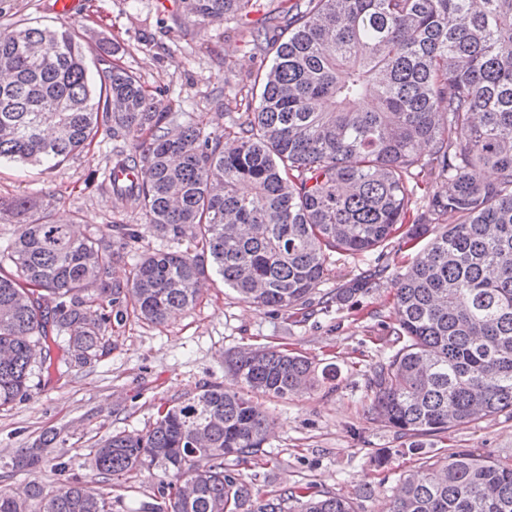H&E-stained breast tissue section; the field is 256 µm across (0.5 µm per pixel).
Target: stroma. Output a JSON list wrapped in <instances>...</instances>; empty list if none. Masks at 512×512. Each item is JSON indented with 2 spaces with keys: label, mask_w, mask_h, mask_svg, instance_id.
I'll list each match as a JSON object with an SVG mask.
<instances>
[{
  "label": "stroma",
  "mask_w": 512,
  "mask_h": 512,
  "mask_svg": "<svg viewBox=\"0 0 512 512\" xmlns=\"http://www.w3.org/2000/svg\"><path fill=\"white\" fill-rule=\"evenodd\" d=\"M53 0H0V28L16 23L75 28L89 47H117L116 58L150 89L163 92V123L169 132L197 123L205 133L223 134L240 113L228 101L234 88L262 62L248 29L220 18L200 24L177 11L175 0H80L76 14L57 15ZM131 141L99 136L59 168L0 165V205L25 196L46 207L52 220L73 225L78 236L110 234V225H141L139 206L120 202L103 179L113 152ZM116 259L112 276L125 280L147 251L183 250L187 241L145 234L138 241L110 234ZM412 252L394 236L382 254L334 255L306 317L258 309L225 288L216 273L202 283L195 306L149 324L125 308L104 333L101 356L61 365L52 380L32 378L27 399L0 409V465L25 449L41 450V469L11 471L0 487L21 491L30 482L53 489L66 481L95 478V446L120 432L141 433L159 409L211 384L231 385L228 353L275 345L326 365L335 381L301 396L257 395L253 403L268 415L271 433L265 455L226 460L248 482L254 501L303 486L351 498L356 512H387L404 474L419 471L425 456L466 450L512 459V410L450 428L447 436L423 438L424 452L408 453L409 438L387 426L371 409L367 378L398 327L394 279ZM372 277L368 292L344 297L358 277ZM57 438L48 447L46 432ZM65 470H56L58 462ZM162 475L142 470L114 483V512H138L157 491ZM375 486L367 496L363 484Z\"/></svg>",
  "instance_id": "35a3bbf8"
}]
</instances>
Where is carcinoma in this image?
<instances>
[{"instance_id": "cac0c4a2", "label": "carcinoma", "mask_w": 512, "mask_h": 512, "mask_svg": "<svg viewBox=\"0 0 512 512\" xmlns=\"http://www.w3.org/2000/svg\"><path fill=\"white\" fill-rule=\"evenodd\" d=\"M252 7L179 0L200 24L244 21L272 56L237 90L246 119L214 137L196 124L162 130L158 96L116 64L94 83L76 30L0 29V71L10 74L0 81V162L54 169L102 129L132 140L116 167L138 177L116 195L146 224L115 230L193 246L148 253L113 280L105 237L77 238L36 216V203L15 201L20 231L0 252V408L27 395L33 367L52 374L53 349L64 361L97 356L122 317L110 307L126 302L162 323L196 304L211 267L241 300L297 314L333 255L372 253L403 228L414 256L395 281L399 328L372 367V410L416 454L420 437L511 409L512 0H279L285 27L273 36L266 19L249 20ZM434 176L452 184L448 194L431 190ZM448 214L456 223L441 224ZM227 370L239 388L206 387L148 432L101 443L99 486L0 489V512H114L109 482L145 468L172 480L140 512H245L252 488L224 460L265 453L268 420L250 394L299 395L336 369L263 346L230 355ZM254 512L355 510L342 496L292 490ZM391 512H512V463L431 456L424 473L403 476Z\"/></svg>"}]
</instances>
